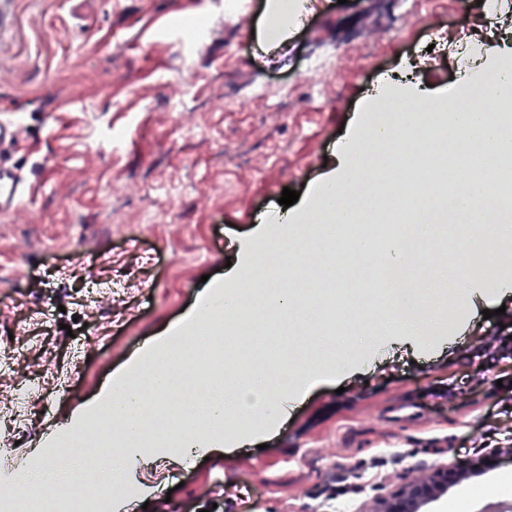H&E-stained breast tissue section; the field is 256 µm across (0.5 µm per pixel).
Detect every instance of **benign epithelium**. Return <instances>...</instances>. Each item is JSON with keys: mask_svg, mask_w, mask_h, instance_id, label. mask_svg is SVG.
<instances>
[{"mask_svg": "<svg viewBox=\"0 0 512 512\" xmlns=\"http://www.w3.org/2000/svg\"><path fill=\"white\" fill-rule=\"evenodd\" d=\"M468 468L469 464L462 461L410 479L390 496L378 499L373 512H417L420 507L438 499L437 492L458 485Z\"/></svg>", "mask_w": 512, "mask_h": 512, "instance_id": "7a95c632", "label": "benign epithelium"}]
</instances>
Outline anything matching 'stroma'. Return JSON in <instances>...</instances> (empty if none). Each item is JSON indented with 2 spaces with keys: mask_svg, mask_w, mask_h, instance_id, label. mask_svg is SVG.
I'll list each match as a JSON object with an SVG mask.
<instances>
[{
  "mask_svg": "<svg viewBox=\"0 0 512 512\" xmlns=\"http://www.w3.org/2000/svg\"><path fill=\"white\" fill-rule=\"evenodd\" d=\"M268 0H0V119L19 126L0 162L26 189L0 212V402L18 388L0 456L24 467L112 372L219 279L283 188L331 172L371 94L412 67L438 91L486 28L477 0L417 20L406 0H313L284 41L254 36ZM436 61L418 57L433 27ZM261 85L251 111L224 98ZM290 90L288 113L268 99ZM445 333L359 349L258 441L207 458L157 452L116 512H370L377 496L459 460L465 499L492 512L512 476V273ZM491 318H484V310Z\"/></svg>",
  "mask_w": 512,
  "mask_h": 512,
  "instance_id": "1",
  "label": "stroma"
}]
</instances>
